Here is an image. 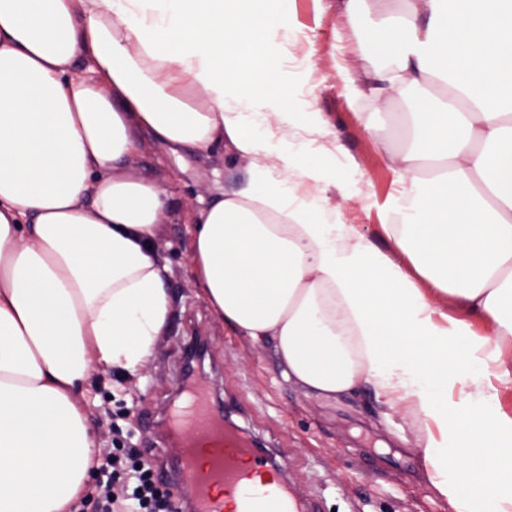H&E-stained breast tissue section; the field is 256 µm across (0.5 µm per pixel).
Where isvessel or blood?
<instances>
[{
	"label": "vessel or blood",
	"mask_w": 512,
	"mask_h": 512,
	"mask_svg": "<svg viewBox=\"0 0 512 512\" xmlns=\"http://www.w3.org/2000/svg\"><path fill=\"white\" fill-rule=\"evenodd\" d=\"M171 424L181 434V477L194 491L191 512H304L294 491L279 477V464L225 430L202 394H192L186 407L176 409ZM200 435L215 443L204 465L194 446Z\"/></svg>",
	"instance_id": "obj_1"
}]
</instances>
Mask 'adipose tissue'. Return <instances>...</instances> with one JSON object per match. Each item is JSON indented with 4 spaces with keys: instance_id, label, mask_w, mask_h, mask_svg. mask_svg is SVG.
Listing matches in <instances>:
<instances>
[{
    "instance_id": "1",
    "label": "adipose tissue",
    "mask_w": 512,
    "mask_h": 512,
    "mask_svg": "<svg viewBox=\"0 0 512 512\" xmlns=\"http://www.w3.org/2000/svg\"><path fill=\"white\" fill-rule=\"evenodd\" d=\"M287 4L0 0V512H71L91 376L166 332L175 202L126 171L146 140L248 163L186 230L212 316L307 396L368 385L420 420L453 512H512V0H339L374 16L355 93L425 91L381 211L401 265L324 205L323 150L288 146Z\"/></svg>"
}]
</instances>
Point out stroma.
<instances>
[{
  "mask_svg": "<svg viewBox=\"0 0 512 512\" xmlns=\"http://www.w3.org/2000/svg\"><path fill=\"white\" fill-rule=\"evenodd\" d=\"M289 9L297 27L287 62L292 84L312 110L325 113L338 146L326 159L331 176L325 198L340 222L356 225L379 248L389 249L379 216L394 188L387 152L404 146L394 126L412 91H394L380 102L356 95L352 87L361 77L360 53L370 41L364 24L347 21L337 0H291ZM307 56L313 69L301 65ZM373 125L390 131L389 147L370 133ZM130 171L154 177L180 203L155 244L171 269L174 310L148 371L107 374L93 382L89 410L101 448L111 447L107 432L113 413L121 411L135 429L137 449L152 456L154 466H174L173 458L153 454L167 435L156 421L183 403L179 387L184 350L200 336L209 351L197 389L219 401L246 435L287 451L290 479L318 503L319 512H449L423 475L418 420L401 409L381 406L368 386L331 401L308 398L283 380L272 348L254 346L212 317L190 272L187 217L215 189L241 187L247 179L246 162L207 160L191 152L174 155L148 144Z\"/></svg>",
  "mask_w": 512,
  "mask_h": 512,
  "instance_id": "35a3bbf8",
  "label": "stroma"
}]
</instances>
